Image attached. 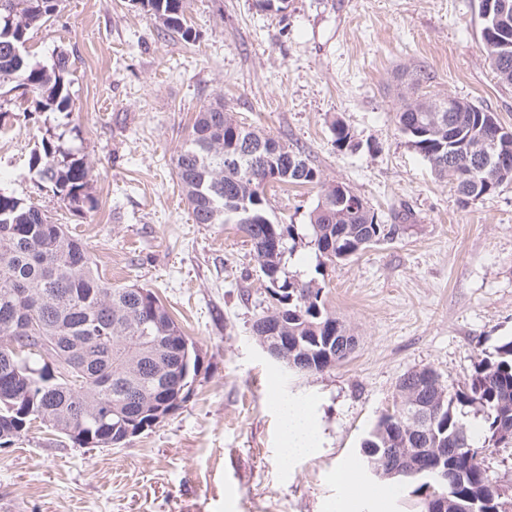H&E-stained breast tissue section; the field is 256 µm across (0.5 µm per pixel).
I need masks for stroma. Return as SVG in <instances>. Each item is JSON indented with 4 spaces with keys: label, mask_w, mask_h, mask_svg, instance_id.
<instances>
[{
    "label": "stroma",
    "mask_w": 512,
    "mask_h": 512,
    "mask_svg": "<svg viewBox=\"0 0 512 512\" xmlns=\"http://www.w3.org/2000/svg\"><path fill=\"white\" fill-rule=\"evenodd\" d=\"M186 19L192 46L134 0H61L27 50L46 67L68 55L69 113L35 111L18 91L0 103V190L87 242L104 280L155 292L200 355L181 406L124 444L83 448L37 426L0 446V504L12 512H336V469L359 470L361 442L404 374L429 368L458 389L512 338V182L461 202L397 124L410 96L401 73L422 68L424 92L512 128V85L485 59L478 0H288L282 12L187 0ZM219 96L397 227L345 261L320 263L302 238L285 258V275L315 280L356 339L332 369L300 374L270 357L252 331L273 303L249 239L192 219L172 159ZM337 120L351 145L336 146ZM53 133L92 168L95 209L69 211L30 165ZM265 193L274 221L301 226L319 189ZM281 398L304 401L320 431L287 461ZM374 488L346 512H415L410 491Z\"/></svg>",
    "instance_id": "35a3bbf8"
}]
</instances>
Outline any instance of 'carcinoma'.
<instances>
[{
  "label": "carcinoma",
  "instance_id": "carcinoma-1",
  "mask_svg": "<svg viewBox=\"0 0 512 512\" xmlns=\"http://www.w3.org/2000/svg\"><path fill=\"white\" fill-rule=\"evenodd\" d=\"M60 0H0V91L23 90L36 97L43 112L69 107L65 74L69 57L59 53L48 69L29 60L26 52L12 47L27 41L28 31L45 24L58 10ZM168 31L186 42L197 34L185 18L186 0H142ZM486 59L498 80L512 85V59L502 62L496 43L483 41ZM455 112L448 100L418 95L398 113L399 129L441 178L449 179L466 201H477L484 192L512 182L488 167L462 179L465 156L456 166L446 158L452 141L473 139L488 133L496 115L456 98ZM453 121H448V118ZM270 143L266 163L246 152L250 138ZM30 163L54 194L73 212L95 208L88 192L90 166L49 139H42ZM174 169L196 224H237L250 239L267 279L268 289L282 295L272 315L281 318L279 334L289 347L304 350L303 368L323 372L338 363L333 348L343 324L328 314L321 289L312 282L298 283L281 277L288 243L298 236L297 225L273 222L266 186L315 184L320 197L309 214V241L317 257L334 263L347 260L369 246L390 238L396 226L378 222L367 202L342 183L326 185L318 172L294 151L270 135L250 130L224 111L221 98L205 106L177 151ZM144 336L161 339L168 348H147ZM85 343L86 357L70 361L66 345ZM190 342L181 326L152 291L140 294L133 286L114 288L93 268L85 243L54 223L39 208L23 199L0 192V432L22 435L35 423L55 431L93 434L103 443L125 433L124 418L112 409L120 406L130 415L152 402L176 398L174 380L179 370L177 352ZM439 378L432 369L413 371L397 386L398 396L414 391L420 375ZM444 395L432 400L426 392L427 410L435 414L428 440L448 449L437 462L432 484L441 492L474 503V512H489L499 490L483 467L481 450L461 419L462 407H472L484 421L483 447L504 443L512 436V339L503 342L494 356L475 365L463 389L443 386ZM84 408L78 418L75 407ZM412 406L401 401L383 413L367 433L361 451L367 472H372L384 448L394 445L411 426ZM426 440V441H428ZM414 438L412 448L426 447ZM412 485L421 498V512H429L425 485L406 469L395 477Z\"/></svg>",
  "mask_w": 512,
  "mask_h": 512
}]
</instances>
